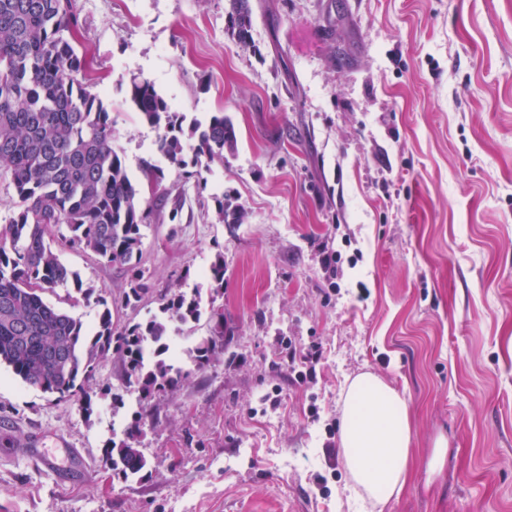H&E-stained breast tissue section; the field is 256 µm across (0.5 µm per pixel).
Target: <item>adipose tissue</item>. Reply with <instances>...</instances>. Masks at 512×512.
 Segmentation results:
<instances>
[{
	"mask_svg": "<svg viewBox=\"0 0 512 512\" xmlns=\"http://www.w3.org/2000/svg\"><path fill=\"white\" fill-rule=\"evenodd\" d=\"M340 446L351 476L348 491L375 512L404 489L411 468L412 428L404 395L371 373L350 384L340 419Z\"/></svg>",
	"mask_w": 512,
	"mask_h": 512,
	"instance_id": "ef3b65f1",
	"label": "adipose tissue"
}]
</instances>
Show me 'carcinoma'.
<instances>
[{
  "mask_svg": "<svg viewBox=\"0 0 512 512\" xmlns=\"http://www.w3.org/2000/svg\"><path fill=\"white\" fill-rule=\"evenodd\" d=\"M225 17L235 42L252 45L249 0H227ZM77 26L72 0H0V176L18 197L16 210L0 225V365L59 400L78 398L88 411L85 383L111 352L122 363L125 384L137 387L149 406L191 375L164 354L171 323L200 320L201 297L197 290L171 289L159 298V314L121 324L113 320L104 291L84 282L52 249L59 236L125 268L126 308H136L150 293L140 259L142 227L155 199L143 195L114 148L110 108L77 78L85 70L73 41ZM127 95L140 119L157 131L156 150L182 182L200 183L201 169L224 163V152L235 150L236 130L224 113L186 127L150 81L131 78ZM142 173L152 188L163 182V170L149 160ZM216 213L223 224L244 218L226 196L217 200ZM57 287L74 289L76 303L102 307L95 332L45 299ZM209 318L211 335L192 349L199 368L224 353L233 335L223 309L211 308ZM142 420L140 412L126 438L104 448L105 461L125 480L146 476L148 461L135 448Z\"/></svg>",
  "mask_w": 512,
  "mask_h": 512,
  "instance_id": "carcinoma-1",
  "label": "carcinoma"
}]
</instances>
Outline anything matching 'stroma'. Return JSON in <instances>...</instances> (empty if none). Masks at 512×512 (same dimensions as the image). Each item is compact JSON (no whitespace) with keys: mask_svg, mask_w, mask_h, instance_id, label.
I'll return each instance as SVG.
<instances>
[{"mask_svg":"<svg viewBox=\"0 0 512 512\" xmlns=\"http://www.w3.org/2000/svg\"><path fill=\"white\" fill-rule=\"evenodd\" d=\"M250 4L251 49L228 35L225 0H73L133 181L156 132L126 101L132 77L186 123L229 116L237 146L200 187L166 168L137 309L120 305L124 269L52 246L119 322L198 287L235 335L156 398L139 480L103 458L141 409L120 362L99 363L89 414L0 365V512H372L344 491L337 434L368 372L412 426L410 478L384 512H512V0ZM226 194L243 223H219ZM290 345L320 346L315 379L296 381Z\"/></svg>","mask_w":512,"mask_h":512,"instance_id":"35a3bbf8","label":"stroma"}]
</instances>
